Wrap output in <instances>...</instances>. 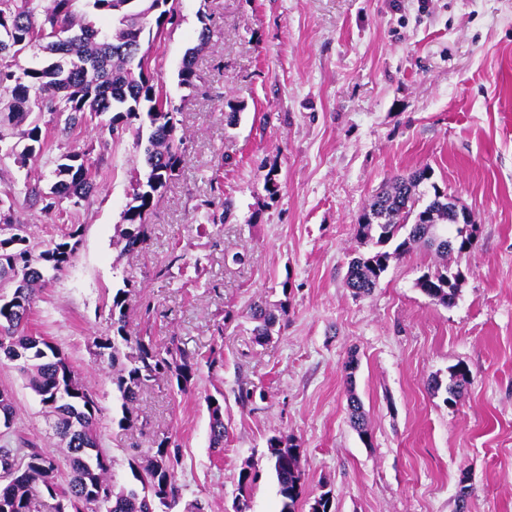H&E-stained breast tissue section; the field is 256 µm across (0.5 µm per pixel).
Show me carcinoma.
Segmentation results:
<instances>
[{"label":"carcinoma","instance_id":"cac0c4a2","mask_svg":"<svg viewBox=\"0 0 512 512\" xmlns=\"http://www.w3.org/2000/svg\"><path fill=\"white\" fill-rule=\"evenodd\" d=\"M77 13L74 0H0V144L5 131H18V140L6 154L24 165L47 148V133L39 123L43 112L68 113L60 132L68 133L86 117L108 114V127L116 132L147 116L145 170L136 174L130 201L123 212V251L133 254L148 237L147 215L156 197L174 176L180 161L174 109L148 71L145 37L155 38L174 23L176 9L169 0H85ZM210 38L202 27L198 44L187 49L178 72L179 84L192 89L198 75L196 54ZM31 55L28 65L21 59ZM54 183L44 211L52 212L74 197L86 198L94 190L87 153L69 152L53 160ZM430 179L427 169L386 182L363 211L356 237L369 250L354 257L346 274L347 287L356 296L377 288L391 259L415 246L435 251L442 259L417 281L421 292L436 304H455L461 272L448 266V224L452 223V196ZM40 196L29 183L10 187L0 197V357L13 363L46 409V422L66 452L69 471L60 473L54 453L26 442L17 447L0 439V512H39L43 499L55 501L54 512H169L179 500L176 480L179 450L162 440L142 458L129 461L134 482L117 486L109 476L111 460L100 448L97 431L99 406L94 390L82 383L68 358L51 342L33 334L29 316L49 273L65 268L76 254L79 229L59 242L43 246L31 241L25 225L5 201L19 195ZM129 290L112 295V335L93 340L95 355L108 361L110 379L121 400L119 424L131 427L139 420L136 407L149 383L165 378L185 394L197 381L201 361L176 344L159 349L150 336L128 330ZM252 334L264 343L274 327L287 320L288 309L261 301L250 305ZM469 383L466 367L456 365L444 387L445 402L455 403ZM348 410L352 427L368 437L364 412L347 376ZM210 417V444L224 447V398H205ZM16 416L9 393L0 391V424L8 429ZM300 451L284 435L267 440L266 457L275 473L279 512H298L304 495L299 467ZM255 480L252 466L239 474L243 492L236 512L249 508L245 492ZM331 491L309 504V512H335Z\"/></svg>","mask_w":512,"mask_h":512}]
</instances>
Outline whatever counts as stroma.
<instances>
[{
  "label": "stroma",
  "instance_id": "1",
  "mask_svg": "<svg viewBox=\"0 0 512 512\" xmlns=\"http://www.w3.org/2000/svg\"><path fill=\"white\" fill-rule=\"evenodd\" d=\"M179 19L151 44L148 67L180 110L179 171L147 216L150 236L125 255L135 129L110 134L100 119L27 166L0 156V190L30 181L48 189L53 156L88 152L95 192L63 211L18 197L17 217L38 240L79 226L72 262L44 283L33 334L58 347L93 387L97 428L119 482L133 451L168 439L182 451V504L234 512L239 473L253 465L249 512H278L266 441L300 450L305 495L332 491L336 512H512V0H176ZM211 39L199 45L202 27ZM199 46L195 88L179 85L187 48ZM239 122H226L230 110ZM430 168L433 182L468 209L477 232L448 255L464 279L456 303L430 301L416 283L434 253L391 260L375 291L345 283L359 250L355 224L391 178ZM274 176L277 195L265 190ZM231 199L223 216L220 203ZM248 260L233 263L234 253ZM168 275H161V268ZM128 287V328L215 355L195 389L166 380L144 388L143 429L120 427V403L92 340L107 333L116 288ZM287 305L288 321L256 343L253 300ZM151 303L153 318L143 314ZM356 360L347 372L348 360ZM464 364L470 383L449 404ZM255 399L240 404V387ZM17 406L19 438L55 450L38 397L0 361V390ZM355 391L368 418L348 422ZM223 395L222 452L209 446L206 395ZM469 374L465 366L456 365L452 368L450 374V383L445 387L447 397L446 403H457L464 395L466 386L469 383Z\"/></svg>",
  "mask_w": 512,
  "mask_h": 512
}]
</instances>
